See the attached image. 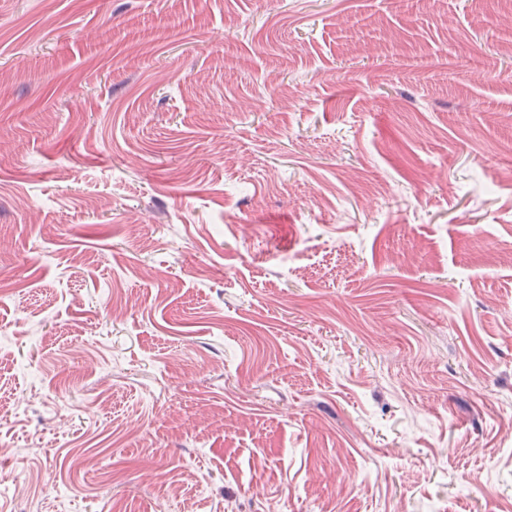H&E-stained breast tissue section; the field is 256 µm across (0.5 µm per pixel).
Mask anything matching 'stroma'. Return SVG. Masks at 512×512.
Segmentation results:
<instances>
[{"instance_id": "obj_1", "label": "stroma", "mask_w": 512, "mask_h": 512, "mask_svg": "<svg viewBox=\"0 0 512 512\" xmlns=\"http://www.w3.org/2000/svg\"><path fill=\"white\" fill-rule=\"evenodd\" d=\"M512 0H0V512H512Z\"/></svg>"}]
</instances>
